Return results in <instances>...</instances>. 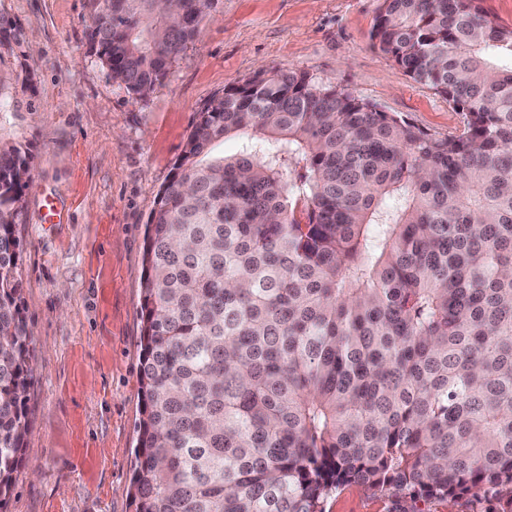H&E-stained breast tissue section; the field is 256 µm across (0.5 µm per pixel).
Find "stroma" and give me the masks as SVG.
Masks as SVG:
<instances>
[{
	"label": "stroma",
	"mask_w": 512,
	"mask_h": 512,
	"mask_svg": "<svg viewBox=\"0 0 512 512\" xmlns=\"http://www.w3.org/2000/svg\"><path fill=\"white\" fill-rule=\"evenodd\" d=\"M382 0H214L142 101L109 77L87 0H0L20 44L0 46V144L25 151L31 184L15 230L32 337L29 429L0 512H135L128 496L144 405L146 225L197 112L259 69L340 85L439 137L463 118L413 81L370 31ZM349 484L325 512H394Z\"/></svg>",
	"instance_id": "obj_1"
}]
</instances>
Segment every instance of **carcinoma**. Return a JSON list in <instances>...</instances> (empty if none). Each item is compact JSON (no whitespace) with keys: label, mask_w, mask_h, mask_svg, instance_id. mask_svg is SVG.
Wrapping results in <instances>:
<instances>
[{"label":"carcinoma","mask_w":512,"mask_h":512,"mask_svg":"<svg viewBox=\"0 0 512 512\" xmlns=\"http://www.w3.org/2000/svg\"><path fill=\"white\" fill-rule=\"evenodd\" d=\"M88 2L143 100L213 0ZM371 38L463 130L293 69L197 112L146 236L135 512H324L352 483L512 512V27L482 0H382ZM29 183L0 146V506L28 431Z\"/></svg>","instance_id":"1"}]
</instances>
